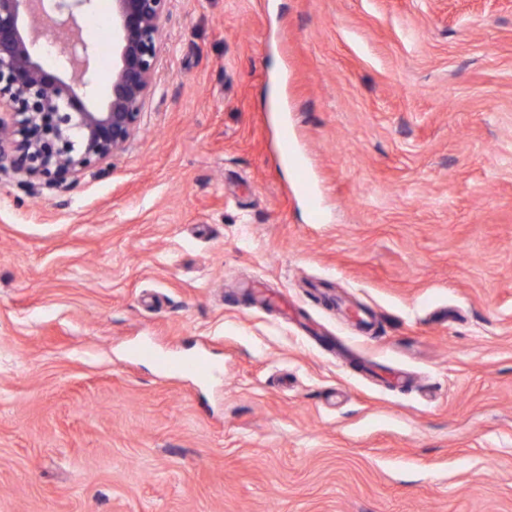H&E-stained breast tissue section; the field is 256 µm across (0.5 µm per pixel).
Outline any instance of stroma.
I'll return each mask as SVG.
<instances>
[{
	"label": "stroma",
	"instance_id": "35a3bbf8",
	"mask_svg": "<svg viewBox=\"0 0 512 512\" xmlns=\"http://www.w3.org/2000/svg\"><path fill=\"white\" fill-rule=\"evenodd\" d=\"M171 11L109 177L0 175V512H512V0Z\"/></svg>",
	"mask_w": 512,
	"mask_h": 512
}]
</instances>
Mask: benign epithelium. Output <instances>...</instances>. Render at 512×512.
I'll return each mask as SVG.
<instances>
[{"label": "benign epithelium", "mask_w": 512, "mask_h": 512, "mask_svg": "<svg viewBox=\"0 0 512 512\" xmlns=\"http://www.w3.org/2000/svg\"><path fill=\"white\" fill-rule=\"evenodd\" d=\"M171 2L112 0V74L98 104L97 46L82 24L95 0H0V174L60 192L110 174L155 90ZM49 47L63 66H45Z\"/></svg>", "instance_id": "1"}]
</instances>
